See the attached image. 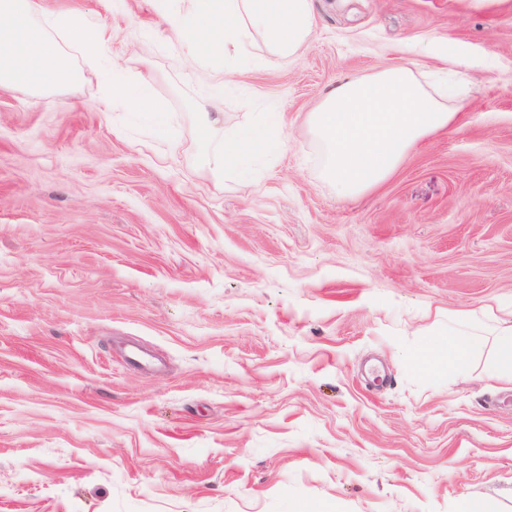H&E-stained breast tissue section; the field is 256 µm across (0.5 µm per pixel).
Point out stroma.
I'll list each match as a JSON object with an SVG mask.
<instances>
[{"label":"stroma","mask_w":512,"mask_h":512,"mask_svg":"<svg viewBox=\"0 0 512 512\" xmlns=\"http://www.w3.org/2000/svg\"><path fill=\"white\" fill-rule=\"evenodd\" d=\"M42 4L116 67L0 91V512H512V384L408 357L512 299V0H314L304 53L255 44L220 103L225 135L278 113L283 151L220 174L151 0ZM411 62L457 129L340 197L306 112Z\"/></svg>","instance_id":"obj_1"}]
</instances>
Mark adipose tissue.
<instances>
[{"instance_id":"ef3b65f1","label":"adipose tissue","mask_w":512,"mask_h":512,"mask_svg":"<svg viewBox=\"0 0 512 512\" xmlns=\"http://www.w3.org/2000/svg\"><path fill=\"white\" fill-rule=\"evenodd\" d=\"M160 20L185 60L198 68L257 41L277 63L289 64L315 26L313 0H188L187 14L164 13ZM72 46L89 56L112 55L110 40L92 19L45 11L39 0H0V89L41 91L78 83ZM462 106L455 89L427 87L413 68L397 66L339 82L308 112L306 123L325 148L326 179L339 196L356 197L384 182L419 140L451 130ZM216 107L215 99L203 100L196 116L214 170L282 150L275 113H259L240 134L221 137ZM483 347L470 315L463 314L410 358L433 371L445 365L463 370ZM486 375L512 382V310L497 321Z\"/></svg>"}]
</instances>
